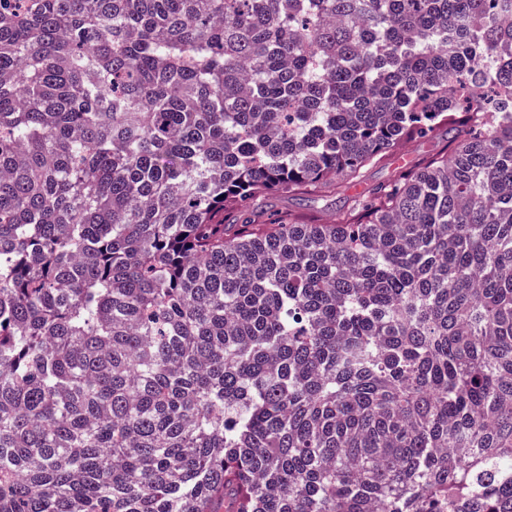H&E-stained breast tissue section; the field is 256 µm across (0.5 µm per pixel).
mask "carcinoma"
<instances>
[{
	"mask_svg": "<svg viewBox=\"0 0 512 512\" xmlns=\"http://www.w3.org/2000/svg\"><path fill=\"white\" fill-rule=\"evenodd\" d=\"M0 512H512V0H0ZM446 136L437 139L413 142L405 145L400 153L389 157L383 163L367 167L363 172L360 190H366L387 184L396 175L398 168L405 163H414L422 157L443 152ZM303 200L284 197L279 195H269L260 199L257 207L266 213L269 219L277 218L281 213L293 210L304 214H313L321 216L323 219H336L340 211L344 209L345 194H331L325 197H308Z\"/></svg>",
	"mask_w": 512,
	"mask_h": 512,
	"instance_id": "obj_1",
	"label": "carcinoma"
}]
</instances>
